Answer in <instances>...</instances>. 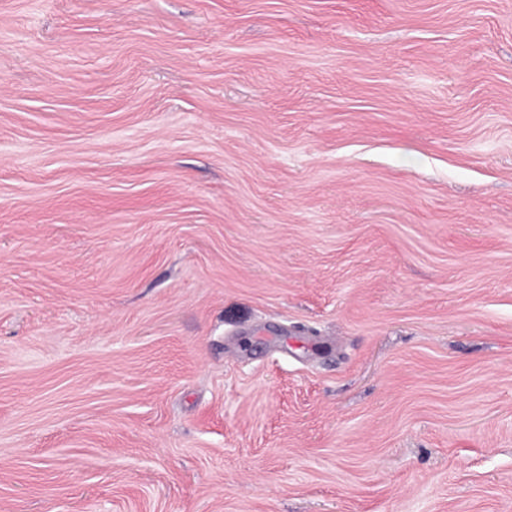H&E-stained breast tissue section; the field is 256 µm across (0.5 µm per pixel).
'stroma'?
Here are the masks:
<instances>
[{"mask_svg": "<svg viewBox=\"0 0 512 512\" xmlns=\"http://www.w3.org/2000/svg\"><path fill=\"white\" fill-rule=\"evenodd\" d=\"M0 512H512V0H0Z\"/></svg>", "mask_w": 512, "mask_h": 512, "instance_id": "35a3bbf8", "label": "stroma"}]
</instances>
